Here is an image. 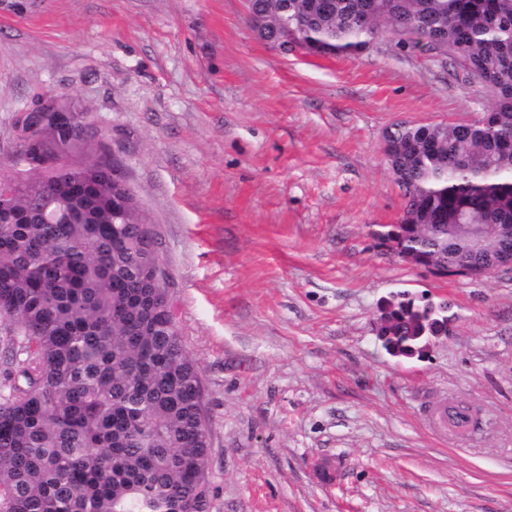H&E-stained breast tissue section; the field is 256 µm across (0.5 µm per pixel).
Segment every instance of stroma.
<instances>
[{
	"label": "stroma",
	"instance_id": "obj_1",
	"mask_svg": "<svg viewBox=\"0 0 512 512\" xmlns=\"http://www.w3.org/2000/svg\"><path fill=\"white\" fill-rule=\"evenodd\" d=\"M38 94L90 112L134 190L210 416L207 512H512V268L410 265L374 238L401 192L392 124L472 123L457 64L381 34L284 54L244 0H0V162ZM398 292L448 334L395 358ZM480 425L435 429L440 401Z\"/></svg>",
	"mask_w": 512,
	"mask_h": 512
}]
</instances>
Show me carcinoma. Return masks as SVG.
<instances>
[{
  "label": "carcinoma",
  "mask_w": 512,
  "mask_h": 512,
  "mask_svg": "<svg viewBox=\"0 0 512 512\" xmlns=\"http://www.w3.org/2000/svg\"><path fill=\"white\" fill-rule=\"evenodd\" d=\"M274 46L361 54L388 30L487 87L474 123L401 122L385 155L402 191L399 244L437 273H492L512 224V0H246ZM18 112L0 165V512H205L210 419L201 376L143 248L130 186L101 164L99 130L72 99ZM512 246V239L507 241ZM447 318L390 301L377 335L423 356Z\"/></svg>",
  "instance_id": "obj_1"
}]
</instances>
